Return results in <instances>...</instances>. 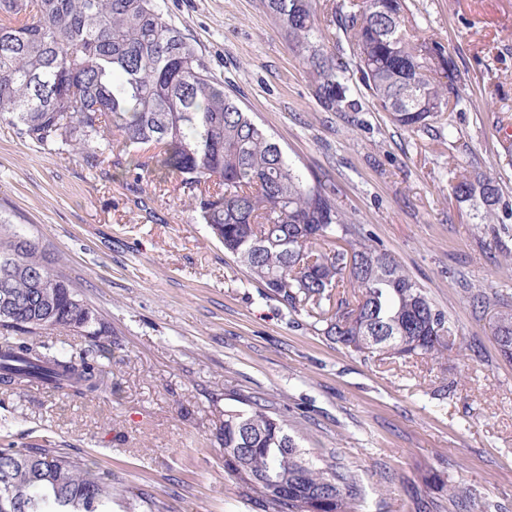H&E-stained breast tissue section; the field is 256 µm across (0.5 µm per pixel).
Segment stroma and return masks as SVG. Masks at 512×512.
Segmentation results:
<instances>
[{
    "label": "stroma",
    "mask_w": 512,
    "mask_h": 512,
    "mask_svg": "<svg viewBox=\"0 0 512 512\" xmlns=\"http://www.w3.org/2000/svg\"><path fill=\"white\" fill-rule=\"evenodd\" d=\"M463 91L451 125L409 131L357 93L327 110L263 0H163L167 17L307 178L394 255L460 327L442 356L364 359L249 281L174 180L133 183L0 122V210L112 331L114 392L0 389V446L89 458L112 512H265L224 473L230 403L283 415L314 458L352 470L353 512H512V360L477 295L512 304V0H407ZM495 177L494 223L456 201L451 167ZM467 492L450 505L448 489ZM140 497L129 502L126 491Z\"/></svg>",
    "instance_id": "35a3bbf8"
}]
</instances>
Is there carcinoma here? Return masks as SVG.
<instances>
[{"label": "carcinoma", "instance_id": "cac0c4a2", "mask_svg": "<svg viewBox=\"0 0 512 512\" xmlns=\"http://www.w3.org/2000/svg\"><path fill=\"white\" fill-rule=\"evenodd\" d=\"M310 86L328 110L354 111L348 68L325 51L316 0H265ZM405 0H361L337 18L359 82L393 122L425 130L449 120L462 90L436 41L405 24ZM0 120L20 138L66 147L89 169H155L193 199L196 220L292 311L315 318L333 344L366 357L435 355L459 326L435 308L391 254L356 235L334 190L296 163L224 89L160 0H0ZM454 197H479L494 221L496 178L457 174ZM0 211V387L39 381L95 398L108 387L107 327L54 274ZM73 331L88 346L64 352L35 342ZM494 339L512 355V310L497 312ZM224 473L269 512H351L353 472L320 466L281 415L254 403L224 410L217 432ZM112 482L90 459L46 448L0 446V512H112Z\"/></svg>", "mask_w": 512, "mask_h": 512}]
</instances>
